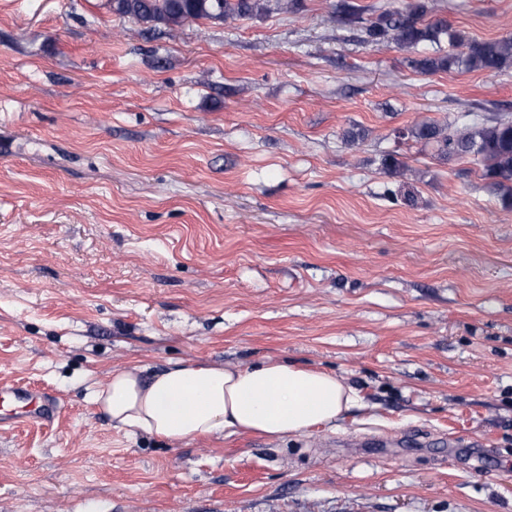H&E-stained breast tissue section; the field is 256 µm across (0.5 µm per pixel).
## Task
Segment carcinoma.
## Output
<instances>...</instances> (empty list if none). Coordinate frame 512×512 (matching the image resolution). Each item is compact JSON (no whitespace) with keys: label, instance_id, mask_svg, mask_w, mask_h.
Wrapping results in <instances>:
<instances>
[{"label":"carcinoma","instance_id":"1","mask_svg":"<svg viewBox=\"0 0 512 512\" xmlns=\"http://www.w3.org/2000/svg\"><path fill=\"white\" fill-rule=\"evenodd\" d=\"M112 12L139 22L175 27L189 21H236L260 16L270 10V0H109ZM436 0H402L400 6L373 18L360 8L342 4L337 20L353 26L362 41L392 44L415 53L410 65L424 73L481 70L495 73L512 67V36L477 41L436 15ZM454 51L440 55L442 41ZM402 136L436 146L438 158L472 156L483 165L484 176L502 191V200L512 205V114L478 119L461 114L445 125L422 123Z\"/></svg>","mask_w":512,"mask_h":512}]
</instances>
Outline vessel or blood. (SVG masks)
<instances>
[{
    "instance_id": "obj_1",
    "label": "vessel or blood",
    "mask_w": 512,
    "mask_h": 512,
    "mask_svg": "<svg viewBox=\"0 0 512 512\" xmlns=\"http://www.w3.org/2000/svg\"><path fill=\"white\" fill-rule=\"evenodd\" d=\"M60 404L54 395L25 384L0 382V429L17 423H51Z\"/></svg>"
}]
</instances>
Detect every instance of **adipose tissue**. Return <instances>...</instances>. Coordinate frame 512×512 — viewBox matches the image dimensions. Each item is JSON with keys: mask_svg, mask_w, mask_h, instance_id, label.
Segmentation results:
<instances>
[{"mask_svg": "<svg viewBox=\"0 0 512 512\" xmlns=\"http://www.w3.org/2000/svg\"><path fill=\"white\" fill-rule=\"evenodd\" d=\"M93 401L116 428L179 443L223 432L301 434L334 424L355 396L334 374L269 360L247 368L178 362L150 374L118 368Z\"/></svg>", "mask_w": 512, "mask_h": 512, "instance_id": "ef3b65f1", "label": "adipose tissue"}]
</instances>
